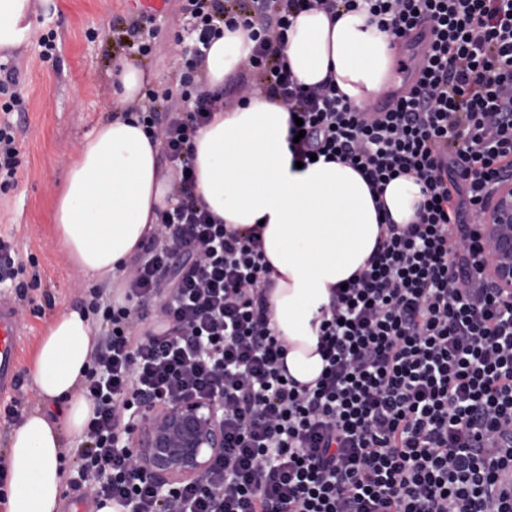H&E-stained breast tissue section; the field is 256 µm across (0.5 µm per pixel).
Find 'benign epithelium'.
Returning <instances> with one entry per match:
<instances>
[{
  "instance_id": "benign-epithelium-1",
  "label": "benign epithelium",
  "mask_w": 512,
  "mask_h": 512,
  "mask_svg": "<svg viewBox=\"0 0 512 512\" xmlns=\"http://www.w3.org/2000/svg\"><path fill=\"white\" fill-rule=\"evenodd\" d=\"M482 235L492 247L485 271L497 292H512V183L503 182L485 203ZM129 447L137 469L162 492L178 493L187 483H199L216 458L224 455V415L212 398L174 399L158 403L141 397Z\"/></svg>"
}]
</instances>
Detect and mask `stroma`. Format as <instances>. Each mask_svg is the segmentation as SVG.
<instances>
[{
    "label": "stroma",
    "instance_id": "1",
    "mask_svg": "<svg viewBox=\"0 0 512 512\" xmlns=\"http://www.w3.org/2000/svg\"><path fill=\"white\" fill-rule=\"evenodd\" d=\"M182 0H167L157 18L158 36L149 56L123 49V31L142 22L130 0H32V31L19 48L0 53L20 71L21 117L17 180L0 188V237L14 246L15 277L0 295L15 301L24 324L20 412L38 405L33 368L46 324L71 305L85 304L90 283L68 262L54 233V202L86 135L119 107L113 75L123 64L140 69L149 88H176L183 51L194 39L181 13ZM57 35L52 58L38 57L39 38Z\"/></svg>",
    "mask_w": 512,
    "mask_h": 512
}]
</instances>
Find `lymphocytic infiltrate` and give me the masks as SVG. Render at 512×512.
I'll return each mask as SVG.
<instances>
[{
	"mask_svg": "<svg viewBox=\"0 0 512 512\" xmlns=\"http://www.w3.org/2000/svg\"><path fill=\"white\" fill-rule=\"evenodd\" d=\"M343 8L398 40L432 25L425 66L384 110L351 105L330 78L303 88L281 58L294 16ZM183 11L196 37L179 87L147 91L138 110L178 175L175 203L119 295L89 291L103 331L70 488L120 512H512V296L479 269L491 256L482 206L512 181V0H184ZM239 25L254 43L248 67L303 121L290 128L295 160L349 164L376 193L402 175L422 186L417 222H383L365 267L333 289L312 386L286 376L257 232L225 230L195 193L193 139L224 106L199 93L196 71ZM19 83L0 63L5 186ZM143 393L224 404L223 457L163 508L127 446Z\"/></svg>",
	"mask_w": 512,
	"mask_h": 512,
	"instance_id": "obj_1",
	"label": "lymphocytic infiltrate"
}]
</instances>
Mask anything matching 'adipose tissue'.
<instances>
[{
	"instance_id": "obj_1",
	"label": "adipose tissue",
	"mask_w": 512,
	"mask_h": 512,
	"mask_svg": "<svg viewBox=\"0 0 512 512\" xmlns=\"http://www.w3.org/2000/svg\"><path fill=\"white\" fill-rule=\"evenodd\" d=\"M31 0H0V50L25 43L21 24ZM252 47L244 30L212 42L202 65L205 90L223 87ZM283 56L300 84L333 77L341 94L365 106L389 86L398 50L366 11L298 14ZM290 114L254 92L214 114L193 141L195 192L227 228H260L270 267L271 325L288 346L295 381L314 382L322 310L331 291L364 266L379 236L373 195L350 165L317 160L296 167L289 150ZM162 145L135 118L101 122L82 142L56 197L54 231L73 267L110 284L138 255L165 208ZM423 195L410 176L391 180L383 201L394 223L411 224ZM98 340L91 314L70 307L47 325L34 383L41 407L25 413L0 453L10 475L0 512H60L66 488L65 439L82 437L92 403L81 386Z\"/></svg>"
}]
</instances>
